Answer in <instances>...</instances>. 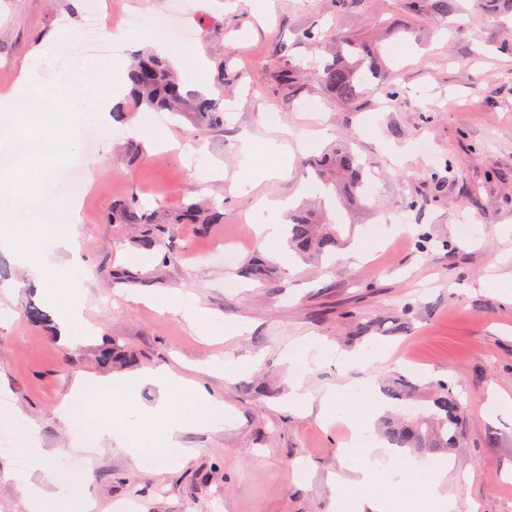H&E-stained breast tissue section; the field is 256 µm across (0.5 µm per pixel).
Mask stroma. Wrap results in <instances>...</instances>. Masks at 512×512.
Listing matches in <instances>:
<instances>
[{"instance_id":"1","label":"stroma","mask_w":512,"mask_h":512,"mask_svg":"<svg viewBox=\"0 0 512 512\" xmlns=\"http://www.w3.org/2000/svg\"><path fill=\"white\" fill-rule=\"evenodd\" d=\"M112 2L146 21L167 14L208 26L196 42L204 57L197 69L180 58L178 44L167 53L192 90L212 89L216 70L224 69L223 101L231 110L219 128L166 112L134 113L156 139L133 157L125 137L80 125L82 176L67 181L52 173L47 195L29 200L38 211L51 207L54 195L84 192L80 240L93 276L76 294L95 335L75 325L80 341L70 345L56 322H29L25 306L44 301L0 249V402L9 403L17 424L13 451L0 453V512H31L6 477L31 423L47 465L82 462V491L95 512H117L130 499L139 512H337L333 477L358 461L345 453L343 428L320 422L321 400L333 388L401 374L419 388L409 404L390 401V411L429 409L431 384L440 379L459 394L466 423L459 448L446 454L445 485L459 512H512V406L492 401L512 395V302L505 298L512 293V22L489 0H457L470 23L460 37L446 34L442 15L423 22L408 0H274L262 21L256 0H200L188 12L180 0ZM99 7L100 0H0V94L15 86L23 66L37 64L50 39H69ZM312 28L373 46L384 80L351 101L335 98L320 78L321 53L302 39ZM119 45L102 56L89 40L80 42L93 64L85 78L101 91L126 82L135 50L124 38ZM288 63L302 75L284 86L277 75ZM246 133L255 139L256 159L248 164L240 154ZM271 138L293 148L286 175L237 194L233 177L257 176ZM422 138L430 153L417 150ZM341 140L368 161L378 186L349 243L318 264L264 245L251 229L265 218L257 197L299 203L307 195L299 160ZM470 189L477 192L471 201ZM133 195L156 223H113V205ZM203 196L217 204L221 223H167V215ZM463 224L475 227L466 240ZM147 234L156 248L142 247ZM423 234L431 240L425 253L417 246ZM256 256L273 262L262 282L240 274ZM230 280L231 291L224 287ZM172 294L249 329L220 342L197 336L182 317L146 303ZM308 337L346 354L386 348L393 361L364 370L299 361L312 402L294 411L284 405L282 353ZM112 343L132 356L122 368L127 375L179 361L189 377L227 356L258 365L232 377L201 375L224 403L223 425H201L197 408L184 406L191 423L182 444L190 456L147 469L131 454L143 445L147 419L129 421L122 449L100 440L92 423L76 439L62 416L76 380L87 382L91 397L111 383L113 371L99 364L98 352Z\"/></svg>"}]
</instances>
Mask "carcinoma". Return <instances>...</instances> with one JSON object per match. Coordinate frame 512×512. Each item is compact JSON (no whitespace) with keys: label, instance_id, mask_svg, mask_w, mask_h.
Wrapping results in <instances>:
<instances>
[{"label":"carcinoma","instance_id":"1","mask_svg":"<svg viewBox=\"0 0 512 512\" xmlns=\"http://www.w3.org/2000/svg\"><path fill=\"white\" fill-rule=\"evenodd\" d=\"M312 46L326 51L331 45L340 48L325 63L321 80L341 100L350 101L369 74L376 72L377 53L328 31L308 30L302 34ZM130 84L128 101L116 112H187L197 122L209 127L224 126V106L205 93H187L171 64L153 53L136 55L127 70ZM311 168V189L349 206H366L364 187L367 183L364 165L347 147L332 146L321 156L305 162ZM113 219L121 224H153V213L144 210L138 197L116 205ZM222 213L192 203L167 219L169 224H217ZM344 225L331 220L321 223L310 210L299 207L288 217L285 228L288 249L303 260L319 261L343 245ZM99 364L108 367L129 362L127 355L110 346L100 351ZM415 383L398 377L384 392L391 398L407 402L412 399ZM463 423L461 403L454 386L438 382L429 413L390 423L385 436L389 443L416 456L436 448H453L458 429Z\"/></svg>","mask_w":512,"mask_h":512}]
</instances>
